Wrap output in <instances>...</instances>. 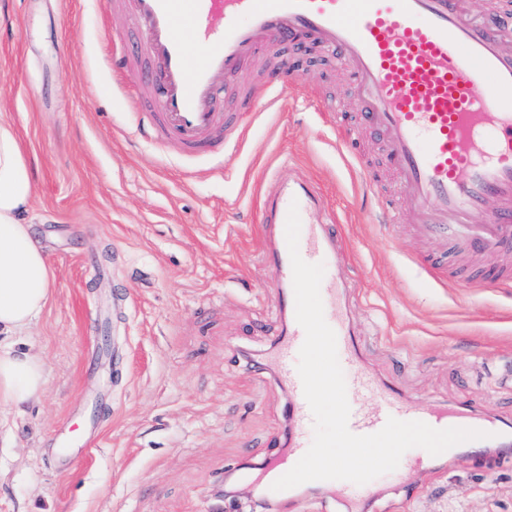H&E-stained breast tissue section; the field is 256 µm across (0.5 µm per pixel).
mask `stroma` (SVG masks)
Here are the masks:
<instances>
[{
	"label": "stroma",
	"mask_w": 512,
	"mask_h": 512,
	"mask_svg": "<svg viewBox=\"0 0 512 512\" xmlns=\"http://www.w3.org/2000/svg\"><path fill=\"white\" fill-rule=\"evenodd\" d=\"M279 54L299 67L292 93L224 160L190 157L156 144L127 97L137 87L159 101L127 9L0 0V120L32 164L29 219L54 278L15 339L42 358L46 383L24 409L0 407V512H199L227 477L241 492L224 512L249 504L287 428V389L255 370L285 327L260 217L275 168L310 177L341 228L342 311L364 367L411 401L470 404L512 426V284L490 278L512 250L471 257L486 286L428 281L414 259L447 248L376 221L375 196L401 185L349 70L315 48ZM361 165L378 172L375 190ZM276 510L351 505L322 487ZM366 512H512V459L461 453L427 479L403 471Z\"/></svg>",
	"instance_id": "1"
}]
</instances>
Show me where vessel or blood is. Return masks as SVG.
<instances>
[{
	"label": "vessel or blood",
	"instance_id": "obj_1",
	"mask_svg": "<svg viewBox=\"0 0 512 512\" xmlns=\"http://www.w3.org/2000/svg\"><path fill=\"white\" fill-rule=\"evenodd\" d=\"M145 51L156 59L164 93L158 106L138 107L156 142L187 155H221L237 148L231 131H243L251 113L272 109L277 96L252 97L247 110L225 111L221 91H234L238 75L261 48L306 40L332 53L352 72L363 122L388 147L403 195L382 199L386 224L413 217L417 233L440 239L448 257L421 269L433 280L455 274L460 256L512 247V52L500 34L512 28V0H495L481 19L464 0H132ZM200 48L191 53L185 38ZM496 200L488 208V200ZM301 221L302 259L325 267L320 285L324 317L334 330L348 394L374 400L369 411L351 410L358 435L379 431L388 418L421 421L436 429L488 432L491 445L512 446L493 415L412 405L395 389L378 385L360 363L355 333L336 312L334 269L343 239L335 225L311 223L320 197L309 179H276L263 200L265 261L275 270L278 303L289 314L268 368L286 386L285 451L263 465L257 482L268 498L295 499L297 488L273 491L310 447L313 417L297 371L305 333L295 318L293 272L286 241L290 206ZM483 223H474V216ZM336 488L353 505L371 500L376 481Z\"/></svg>",
	"mask_w": 512,
	"mask_h": 512
}]
</instances>
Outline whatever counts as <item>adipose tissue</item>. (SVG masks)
Wrapping results in <instances>:
<instances>
[{"mask_svg": "<svg viewBox=\"0 0 512 512\" xmlns=\"http://www.w3.org/2000/svg\"><path fill=\"white\" fill-rule=\"evenodd\" d=\"M34 194L30 163L15 130L0 121V334L29 329L49 300L52 272L27 214ZM41 358L0 353V406L19 408L45 385Z\"/></svg>", "mask_w": 512, "mask_h": 512, "instance_id": "adipose-tissue-1", "label": "adipose tissue"}]
</instances>
